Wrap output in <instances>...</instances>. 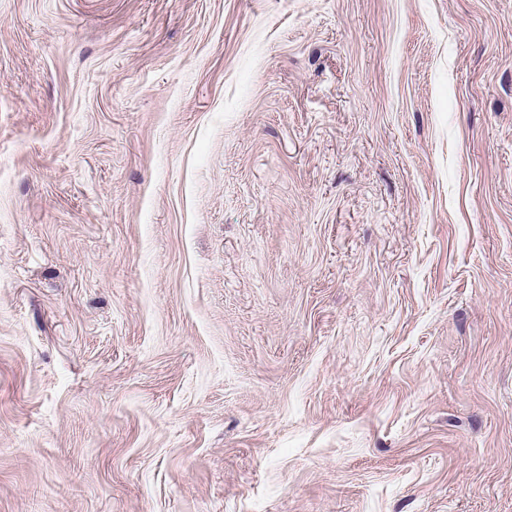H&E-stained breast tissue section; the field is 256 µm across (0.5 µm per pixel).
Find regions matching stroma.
Returning <instances> with one entry per match:
<instances>
[{"label": "stroma", "mask_w": 512, "mask_h": 512, "mask_svg": "<svg viewBox=\"0 0 512 512\" xmlns=\"http://www.w3.org/2000/svg\"><path fill=\"white\" fill-rule=\"evenodd\" d=\"M0 512H512V0H0Z\"/></svg>", "instance_id": "35a3bbf8"}]
</instances>
